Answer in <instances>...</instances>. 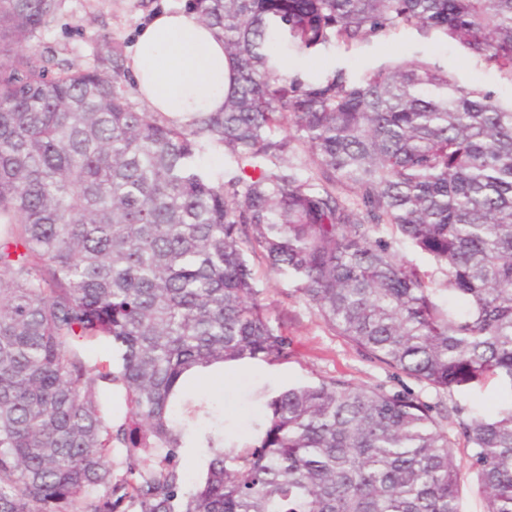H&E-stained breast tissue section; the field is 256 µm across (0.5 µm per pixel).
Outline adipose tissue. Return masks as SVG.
Listing matches in <instances>:
<instances>
[{"label":"adipose tissue","mask_w":512,"mask_h":512,"mask_svg":"<svg viewBox=\"0 0 512 512\" xmlns=\"http://www.w3.org/2000/svg\"><path fill=\"white\" fill-rule=\"evenodd\" d=\"M127 67L149 111L174 124L199 112H219L234 65L213 30L186 10H157L143 24Z\"/></svg>","instance_id":"ef3b65f1"}]
</instances>
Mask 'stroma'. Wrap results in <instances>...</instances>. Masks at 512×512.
Masks as SVG:
<instances>
[{"label": "stroma", "mask_w": 512, "mask_h": 512, "mask_svg": "<svg viewBox=\"0 0 512 512\" xmlns=\"http://www.w3.org/2000/svg\"><path fill=\"white\" fill-rule=\"evenodd\" d=\"M187 3L188 0H59L54 21L32 42L31 49L53 54L55 63L65 68L94 67L106 58L108 47L129 53L152 10L162 6L183 8ZM413 58L436 62L455 81L493 92L503 108L512 107V82L487 67L472 50L438 33L422 36L413 30H401L354 51L339 50L312 59L293 52L288 56V66L310 78L344 66L359 79L376 69ZM255 271L260 297L269 306L273 323L284 327L294 352L285 361L253 363L250 369L238 372L209 393L210 402L223 409L224 424L234 431L237 445L253 443L262 405L272 393L327 376L409 394L445 412L457 405L489 408L497 400L501 387L494 381L439 393L369 358L298 297L287 276L267 271L261 265Z\"/></svg>", "instance_id": "35a3bbf8"}]
</instances>
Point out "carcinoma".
<instances>
[{"label": "carcinoma", "instance_id": "cac0c4a2", "mask_svg": "<svg viewBox=\"0 0 512 512\" xmlns=\"http://www.w3.org/2000/svg\"><path fill=\"white\" fill-rule=\"evenodd\" d=\"M57 8L0 0V512H459L466 472L512 512V108L422 59L313 80L272 53L439 32L512 82V0H191L236 73L224 111L180 126L133 109L116 48L109 71L30 52ZM203 139L234 159L222 180ZM252 257L388 367L498 381L492 410L455 409L465 459L429 403L336 376L282 388L254 443L224 447L188 373L292 352ZM184 485L187 488L193 487L204 476L207 469V459L204 458H182L180 460Z\"/></svg>", "mask_w": 512, "mask_h": 512}]
</instances>
